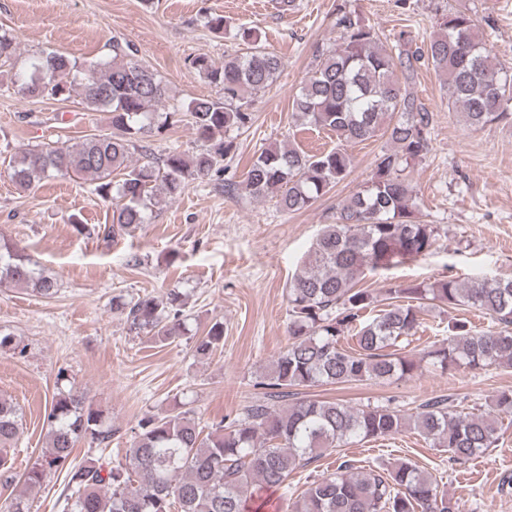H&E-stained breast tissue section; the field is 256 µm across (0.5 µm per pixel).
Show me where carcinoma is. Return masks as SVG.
Masks as SVG:
<instances>
[{
	"label": "carcinoma",
	"mask_w": 512,
	"mask_h": 512,
	"mask_svg": "<svg viewBox=\"0 0 512 512\" xmlns=\"http://www.w3.org/2000/svg\"><path fill=\"white\" fill-rule=\"evenodd\" d=\"M335 26L339 37L313 51L312 67L292 99V116L334 132L341 143L381 136L392 149L376 158L364 188L338 206L336 222L321 225L288 280L289 343L255 378L260 393L230 421L206 426L179 402L163 416L139 419L124 460L75 465L71 455L78 439L106 448L116 430L105 424L100 408L61 389L46 417L48 446L21 475L8 463L19 412L0 399V483L24 485L0 503V512H29V492L43 487L53 471L65 472V512H250L258 492L288 489L292 473L322 456L408 428L459 466L496 446L502 416H512V390L477 413L458 409L450 396L432 397L411 413L390 400L354 409L336 399L296 397L298 388L412 376L423 361L442 372L512 368V280L399 283L381 296L364 286L369 274L416 259L438 241L405 175L428 153L434 121L409 91L418 64L432 66L448 105L474 128L512 123V67L491 54L465 10L443 15L424 49L402 34L384 42L344 6L337 8ZM236 38L247 51L226 54L221 64L205 55L189 59L190 68L217 89L216 96L187 104L186 116L206 143L191 157L177 150L157 157L143 145L177 113L165 110L167 84L139 59L133 44L114 36L112 55L87 65L58 51L39 52L27 68L11 74L18 92L61 100L75 92L86 109L111 115L112 133L22 148L10 162L11 181L25 191L44 178L89 180L98 197L113 203L111 223L76 220L73 230L106 241L133 233L147 223L159 194L174 200L189 181L220 169L235 152L225 133L251 128L254 96L278 78L282 61L257 43L254 30L241 27ZM17 56L15 37L0 30V68L13 65ZM350 165L339 147L310 154L270 146L253 157L242 182L225 181L224 192L233 196L242 187L255 200L272 199L283 211L296 212L343 180ZM10 286H25L42 298L59 288L57 279L0 238V288ZM441 305L475 309L491 324L479 328L457 321L419 359L403 355L421 316ZM376 308L379 313L365 316ZM112 310L125 316L137 336L165 344L189 335L182 293L174 289L164 303L149 295L114 297ZM349 337L355 346L344 344ZM191 339L197 356L210 359L224 346V323L216 321ZM337 461L336 469L287 500L285 512H452L436 477L407 461L365 470Z\"/></svg>",
	"instance_id": "obj_1"
}]
</instances>
